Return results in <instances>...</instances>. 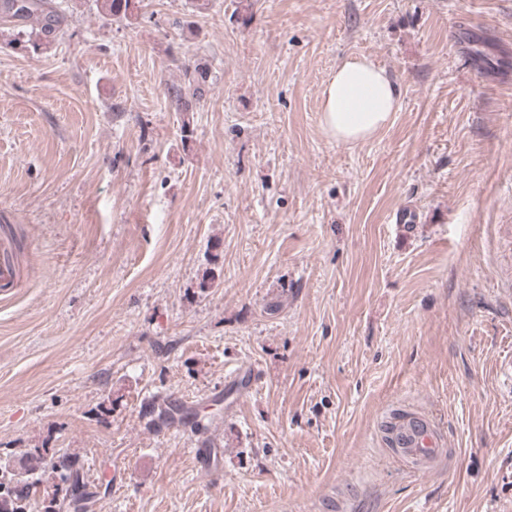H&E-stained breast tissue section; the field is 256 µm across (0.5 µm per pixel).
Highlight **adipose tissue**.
I'll use <instances>...</instances> for the list:
<instances>
[{
	"mask_svg": "<svg viewBox=\"0 0 512 512\" xmlns=\"http://www.w3.org/2000/svg\"><path fill=\"white\" fill-rule=\"evenodd\" d=\"M400 89L385 68L367 58H349L331 71L322 95V127L339 143L372 138L398 108Z\"/></svg>",
	"mask_w": 512,
	"mask_h": 512,
	"instance_id": "obj_1",
	"label": "adipose tissue"
}]
</instances>
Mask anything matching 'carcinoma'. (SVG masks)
<instances>
[{
  "mask_svg": "<svg viewBox=\"0 0 512 512\" xmlns=\"http://www.w3.org/2000/svg\"><path fill=\"white\" fill-rule=\"evenodd\" d=\"M95 2L99 14L103 17H118L132 21L138 17L137 10L141 0H95ZM0 19L11 23L8 28H0V42L3 41L15 49L24 47L25 31L22 30V26L28 22L34 21L38 24L36 35L40 42L45 44L56 38L61 22V16L51 5L50 0H24L22 4L19 0H0ZM200 75L202 72L199 68L192 70L187 68L185 77L188 89L172 88L171 97L186 113L192 111V104L186 99V95L189 94L197 100L203 96ZM150 414L154 415V424L161 426L182 422L197 415V412L175 401H165L152 409ZM17 469L28 476L36 474L38 478L6 485L2 478L10 467L4 466V469L0 470V512H33L31 503L35 495L33 489L37 484L53 478L56 472L60 473V479L69 485L70 504L74 512H86L89 495L86 492L84 476L79 469L65 462L48 463L36 454L18 460Z\"/></svg>",
  "mask_w": 512,
  "mask_h": 512,
  "instance_id": "carcinoma-1",
  "label": "carcinoma"
}]
</instances>
